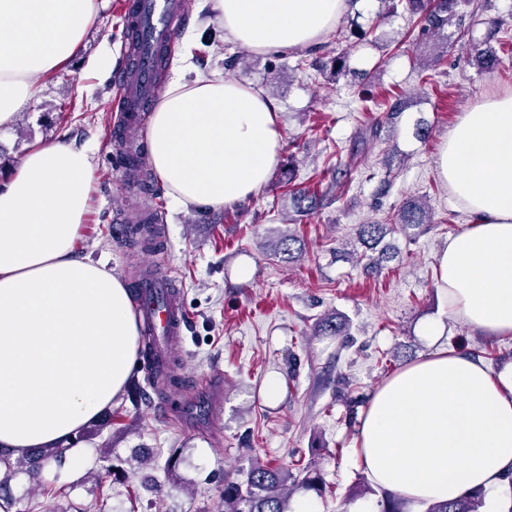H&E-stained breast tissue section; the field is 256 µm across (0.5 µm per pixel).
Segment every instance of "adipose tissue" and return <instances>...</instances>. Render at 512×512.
<instances>
[{
  "label": "adipose tissue",
  "mask_w": 512,
  "mask_h": 512,
  "mask_svg": "<svg viewBox=\"0 0 512 512\" xmlns=\"http://www.w3.org/2000/svg\"><path fill=\"white\" fill-rule=\"evenodd\" d=\"M105 0H0V128L77 53ZM350 0H201L210 22L261 53L316 49ZM270 98L195 70L189 57L147 129L148 162L173 202L218 209L253 195L279 162ZM90 147L30 148L0 183V447L68 444L122 394L137 362L128 288L74 244L93 181ZM437 173L470 226L449 238L437 281L453 315L512 336V91L462 112ZM356 452L399 497L440 502L490 491L512 472V361L491 372L440 350L381 385Z\"/></svg>",
  "instance_id": "ef3b65f1"
}]
</instances>
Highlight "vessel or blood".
Masks as SVG:
<instances>
[{"label": "vessel or blood", "instance_id": "vessel-or-blood-1", "mask_svg": "<svg viewBox=\"0 0 512 512\" xmlns=\"http://www.w3.org/2000/svg\"><path fill=\"white\" fill-rule=\"evenodd\" d=\"M123 6L126 64L114 81L115 125L128 136L147 122L150 104L161 90L156 52L174 47L187 8L185 0H124ZM135 295L147 341L155 344L160 356H168L186 320L170 275L156 273L141 280Z\"/></svg>", "mask_w": 512, "mask_h": 512}]
</instances>
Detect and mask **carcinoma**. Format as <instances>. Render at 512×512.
<instances>
[{
	"label": "carcinoma",
	"instance_id": "1",
	"mask_svg": "<svg viewBox=\"0 0 512 512\" xmlns=\"http://www.w3.org/2000/svg\"><path fill=\"white\" fill-rule=\"evenodd\" d=\"M384 9L380 18L390 16L397 11L408 15L406 34H417L421 40L431 41L437 36H447V29L458 16L459 0H380ZM473 61L483 70L497 67L499 58L491 45L485 41L475 42L471 47ZM293 206L299 213H310L317 209L320 197L309 190L298 189L292 192ZM431 223L426 207L412 201L389 215L385 223L361 224L356 237L370 250L383 241L393 226L403 231L411 230L410 238L418 236L427 224ZM300 240L292 234H283L278 239L275 251L284 261H292L302 253L298 247ZM347 321L338 317H327L318 325V332L330 336H344L348 331ZM66 449L63 447L38 448L24 461H13L0 454V508L9 512L13 499L9 497V482L20 473L35 475L52 461H62ZM316 477L305 471L301 479L292 478L288 469L274 464L257 463L250 470L246 486L236 482L224 483V512H292L289 497L296 491L316 489ZM486 495L483 491L468 492L457 500L448 502H430L424 512H484ZM406 501L394 494L381 491L378 501L379 512H405Z\"/></svg>",
	"mask_w": 512,
	"mask_h": 512
}]
</instances>
